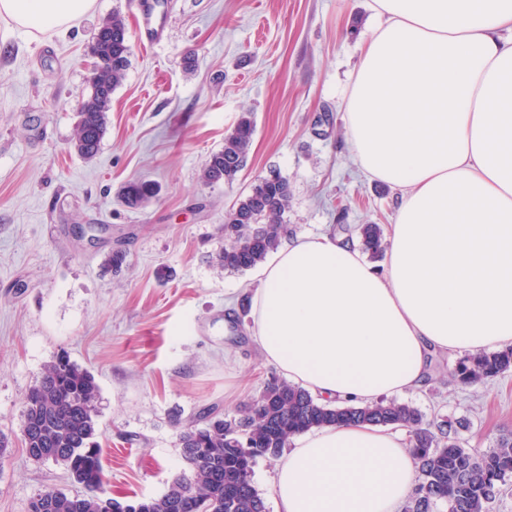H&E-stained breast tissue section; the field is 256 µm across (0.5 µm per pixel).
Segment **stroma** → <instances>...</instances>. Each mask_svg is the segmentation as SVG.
I'll return each mask as SVG.
<instances>
[{"label":"stroma","mask_w":512,"mask_h":512,"mask_svg":"<svg viewBox=\"0 0 512 512\" xmlns=\"http://www.w3.org/2000/svg\"><path fill=\"white\" fill-rule=\"evenodd\" d=\"M370 0H163L161 40H140L133 0H98L65 33L37 39L0 22V512H28L43 490L76 493L64 468L29 459L24 399L59 352L95 377L97 440L113 496L163 493L186 472L179 432L199 409L235 415L278 376L240 303L252 271L222 270L224 216L256 176L290 187L288 241L339 224L389 230L398 188L355 164L345 97L376 20ZM131 55L93 160L71 147L89 87V53L112 12ZM256 131L233 185L200 171L243 114ZM147 201L127 207L130 182ZM122 250L121 270L105 259ZM438 357L403 395L426 416L464 417L486 449L512 431V370L461 389Z\"/></svg>","instance_id":"1"}]
</instances>
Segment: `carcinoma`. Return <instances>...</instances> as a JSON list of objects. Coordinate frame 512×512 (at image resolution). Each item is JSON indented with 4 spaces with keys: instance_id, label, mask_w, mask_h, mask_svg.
<instances>
[{
    "instance_id": "1",
    "label": "carcinoma",
    "mask_w": 512,
    "mask_h": 512,
    "mask_svg": "<svg viewBox=\"0 0 512 512\" xmlns=\"http://www.w3.org/2000/svg\"><path fill=\"white\" fill-rule=\"evenodd\" d=\"M91 52L97 57L88 84L90 93L78 110L72 145L85 160L93 159L106 130L112 92L129 65V36L125 18L112 13L100 23ZM255 134L251 114L241 116L224 136V146L210 154L200 179L206 185H232L247 164ZM148 188L133 183L123 198L131 208L142 205ZM288 181L280 174L255 179L247 194L224 216V247L217 264L226 271L245 272L263 262L288 233L283 214L288 207ZM362 249L376 258L382 252L377 224L358 228ZM512 369V347L477 353L456 361L450 374L456 384L471 387L492 381ZM94 376L70 357L56 356L27 393L22 436L28 457L51 460L65 469L82 491L69 495L56 490L37 493L28 512H107L112 499L104 490L102 450L94 441L97 412ZM398 425L409 431L418 464L417 490L402 512H488V506L512 478V436L478 451L467 446L460 431L464 419L442 416L431 421L409 404L380 400L364 406L330 405L307 390L271 378L260 394L238 415L226 418L217 409H203L179 433L181 448H203L205 461L183 454L191 475L173 479L156 497L136 499L139 512H266L264 499L252 484L256 458L279 456L290 439L313 429L347 423Z\"/></svg>"
}]
</instances>
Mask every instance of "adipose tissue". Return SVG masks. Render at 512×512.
<instances>
[{"instance_id":"ef3b65f1","label":"adipose tissue","mask_w":512,"mask_h":512,"mask_svg":"<svg viewBox=\"0 0 512 512\" xmlns=\"http://www.w3.org/2000/svg\"><path fill=\"white\" fill-rule=\"evenodd\" d=\"M97 0H0L31 34ZM379 19L345 99L353 157L401 191L382 266L329 235L256 268L259 350L324 403L422 388L435 354L512 346V0H371ZM408 432L342 424L276 461V512H401L417 485Z\"/></svg>"}]
</instances>
